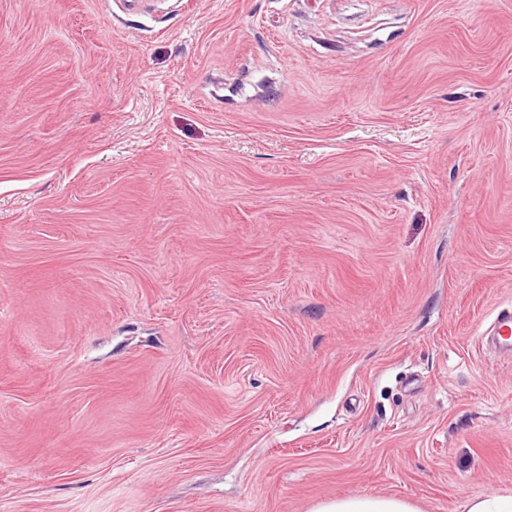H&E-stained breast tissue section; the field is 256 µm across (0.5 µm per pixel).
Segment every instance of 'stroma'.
Returning a JSON list of instances; mask_svg holds the SVG:
<instances>
[{
    "mask_svg": "<svg viewBox=\"0 0 512 512\" xmlns=\"http://www.w3.org/2000/svg\"><path fill=\"white\" fill-rule=\"evenodd\" d=\"M512 0H0V512L512 493ZM498 345L512 354V307L498 309L490 327Z\"/></svg>",
    "mask_w": 512,
    "mask_h": 512,
    "instance_id": "1",
    "label": "stroma"
}]
</instances>
